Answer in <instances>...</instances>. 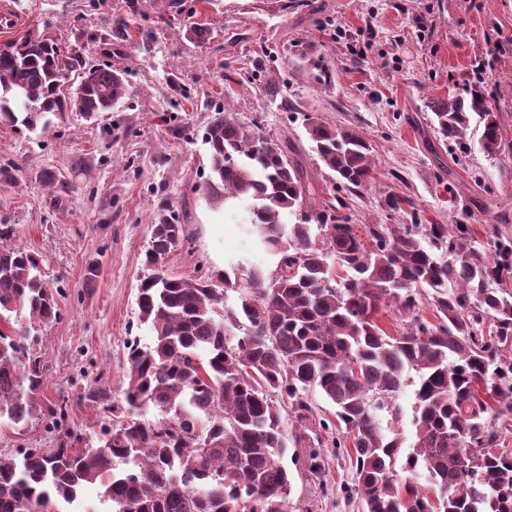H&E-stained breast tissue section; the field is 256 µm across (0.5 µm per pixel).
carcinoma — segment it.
Returning a JSON list of instances; mask_svg holds the SVG:
<instances>
[{
	"instance_id": "carcinoma-1",
	"label": "carcinoma",
	"mask_w": 512,
	"mask_h": 512,
	"mask_svg": "<svg viewBox=\"0 0 512 512\" xmlns=\"http://www.w3.org/2000/svg\"><path fill=\"white\" fill-rule=\"evenodd\" d=\"M28 32L0 46V124L44 128L70 111L63 75L88 66L79 49L33 42ZM26 84L25 96L3 80ZM126 95L123 72L99 66L81 88L79 112L91 120ZM438 132L461 147L481 126L490 155L503 144L497 114L481 88L431 105ZM314 151L333 179L330 197L313 193L292 148H259L260 134L218 112L203 139L211 200H247L252 233L275 269L186 278L158 270L185 240L171 215L150 225L145 266L155 272L137 293L152 342L128 346L122 374L125 415L102 431L101 449L65 442L22 458L0 456V512H62L87 484L112 512H292L288 449L277 398L296 418L293 443L317 474L323 433L344 425L355 456L362 512H512V239L496 235L493 254L467 224H372L370 245L343 212L341 192L371 186L372 147L359 133L307 118ZM288 215L295 222L287 223ZM244 289L237 306L227 293ZM435 309V320L421 308ZM394 308L395 335L377 321ZM59 317L36 256L0 247V419L18 429L44 409L30 397L43 384L37 337L11 322ZM418 377L414 441L385 433L377 411ZM335 408L317 418L313 399ZM159 418L141 419L148 409Z\"/></svg>"
}]
</instances>
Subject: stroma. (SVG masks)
I'll use <instances>...</instances> for the list:
<instances>
[{
    "instance_id": "obj_1",
    "label": "stroma",
    "mask_w": 512,
    "mask_h": 512,
    "mask_svg": "<svg viewBox=\"0 0 512 512\" xmlns=\"http://www.w3.org/2000/svg\"><path fill=\"white\" fill-rule=\"evenodd\" d=\"M16 12L15 35L49 33L84 48L90 63L123 70L127 94L95 121L69 112L33 132L0 125V222L11 244L34 252L48 289H64L59 318L36 331L44 368L35 399L67 401L60 429L36 420L25 431L0 423V454L56 447L95 448L112 414L89 401L97 380L123 404L120 378L131 341L147 345L136 297L146 273L149 226L179 217L185 241L163 261L166 273L271 271L243 222L245 203L210 205L202 136L217 108L261 135L290 142L319 194L331 187L306 132L307 118L346 127L372 146L375 181L346 194L357 234L369 224H466L490 246L512 236V0H0ZM127 26L100 54L93 35ZM205 24L206 43L188 41ZM483 86L497 110L504 146L467 149L436 130L432 100ZM61 184L43 186L42 171ZM406 199L385 206L388 195ZM289 449L293 506L302 512H360L350 495L349 457L326 456L322 478ZM331 489L322 496L321 485Z\"/></svg>"
}]
</instances>
